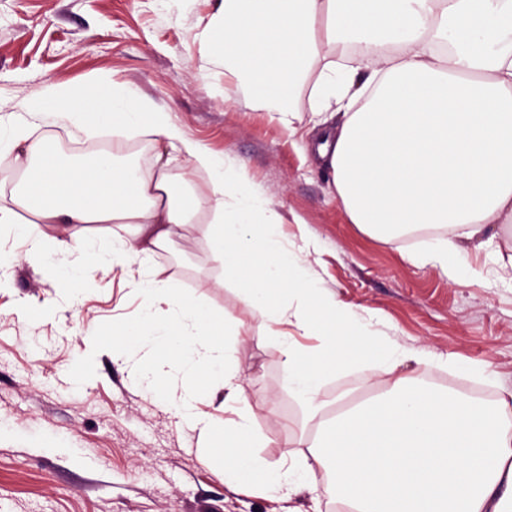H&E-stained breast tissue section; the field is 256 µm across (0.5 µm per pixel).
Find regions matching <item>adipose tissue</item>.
Here are the masks:
<instances>
[{"instance_id":"adipose-tissue-1","label":"adipose tissue","mask_w":512,"mask_h":512,"mask_svg":"<svg viewBox=\"0 0 512 512\" xmlns=\"http://www.w3.org/2000/svg\"><path fill=\"white\" fill-rule=\"evenodd\" d=\"M210 37L225 76L265 111L293 122L296 89L306 85L313 116L343 113L339 129H322L318 154L352 223L369 235L447 228L418 259L457 281L474 270L455 229L471 239L512 224V0H220ZM26 109L64 115L89 134L105 124L146 133L210 171L208 193L178 198L168 160L148 172L109 153L67 160L54 141L28 144L0 126V154L21 148L38 160L24 165L0 224L23 210L71 233L84 255L130 264L166 248L182 225L200 224L214 260L255 303V321L227 318L178 297L169 281L145 278L147 312L161 319L142 335L167 356L143 361L150 389L180 372L189 411L200 378L224 370L225 479L272 493L319 488L339 512H512V390L487 404L404 375L402 366L429 365L431 353L374 334L325 297L290 251L277 207L133 85L50 83ZM117 224L128 238L115 235ZM284 323L318 339L281 342L290 389L319 431L283 469L257 453L262 438L232 352ZM363 363L390 375L388 389L357 402L320 400L325 379Z\"/></svg>"}]
</instances>
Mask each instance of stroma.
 Returning <instances> with one entry per match:
<instances>
[{
    "mask_svg": "<svg viewBox=\"0 0 512 512\" xmlns=\"http://www.w3.org/2000/svg\"><path fill=\"white\" fill-rule=\"evenodd\" d=\"M217 0H0V124L73 153L112 150L139 160L162 147L151 136L87 138L64 121L24 112L46 82L82 86L95 78L138 87L172 113L185 133L235 160L285 218L290 248L308 247L312 274L345 308L408 347L433 355L404 371L457 389L498 396L512 388V276L495 274L470 244L476 276L448 281L409 261L423 238L378 240L352 224L330 167L318 157L309 89L295 106L298 132L245 99L224 101V65L211 54ZM70 236L49 232L37 255L21 225L0 224V512H307L309 492H233L214 439L161 404L140 383L149 346L133 336L146 317L144 272L160 270L182 297L250 319L254 307L212 257L196 225L143 263L117 260L72 284L53 271L82 264ZM103 337L94 355L84 338ZM239 381L273 466L288 462V440L315 428L288 390L278 338L237 347ZM488 366L489 382L468 374Z\"/></svg>",
    "mask_w": 512,
    "mask_h": 512,
    "instance_id": "obj_1",
    "label": "stroma"
}]
</instances>
